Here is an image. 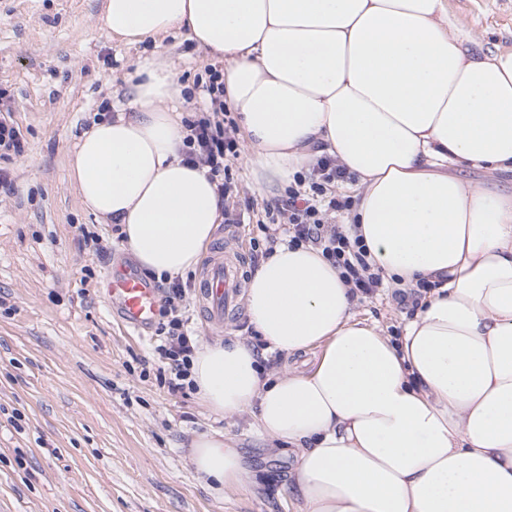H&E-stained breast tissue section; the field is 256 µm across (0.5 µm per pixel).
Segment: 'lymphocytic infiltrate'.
Here are the masks:
<instances>
[{
  "mask_svg": "<svg viewBox=\"0 0 512 512\" xmlns=\"http://www.w3.org/2000/svg\"><path fill=\"white\" fill-rule=\"evenodd\" d=\"M209 96L207 112L186 121L184 156L186 161L206 167L217 182L225 223H238L234 200L238 188L229 175L228 162L237 158V143L224 119V73L212 69L205 85ZM346 170L334 159L321 157L311 171L295 175L284 199L265 204L264 212L271 233L263 239H251L252 260L269 257L277 240L276 229L286 228L291 243L320 248L332 261L353 295L370 298L383 285L380 270L369 261L370 249L362 237H350L335 218L350 209L352 201L336 193V184L344 180ZM164 293L161 314L165 321L158 330L160 342L155 351L161 367L162 384L169 392L182 391L190 374L196 346L184 327L186 289L177 279L162 283Z\"/></svg>",
  "mask_w": 512,
  "mask_h": 512,
  "instance_id": "lymphocytic-infiltrate-1",
  "label": "lymphocytic infiltrate"
}]
</instances>
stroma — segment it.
<instances>
[{
  "mask_svg": "<svg viewBox=\"0 0 512 512\" xmlns=\"http://www.w3.org/2000/svg\"><path fill=\"white\" fill-rule=\"evenodd\" d=\"M103 0H0V109L27 139L23 157L0 159L14 186L0 195V512H300L291 492L294 455L261 436L250 413L208 412L193 389L171 393L157 379V330L124 326L104 293L109 270L141 268L120 225L84 211L66 159L98 118L128 101L127 77L140 58L170 64L186 118L205 111L195 81L219 61L175 28L135 46L101 31ZM483 48H512V0H448ZM231 173L244 222L219 224L216 239L241 253L260 237L252 206L264 193L241 160ZM111 242L96 255L87 237ZM190 333L256 344L246 312L209 326L188 295ZM359 319L390 337L415 308L385 289L356 303ZM217 428L240 449L253 483L213 490L187 460L196 434Z\"/></svg>",
  "mask_w": 512,
  "mask_h": 512,
  "instance_id": "35a3bbf8",
  "label": "stroma"
}]
</instances>
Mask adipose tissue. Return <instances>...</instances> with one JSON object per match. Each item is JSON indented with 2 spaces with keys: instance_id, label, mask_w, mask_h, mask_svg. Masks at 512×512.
Segmentation results:
<instances>
[{
  "instance_id": "adipose-tissue-1",
  "label": "adipose tissue",
  "mask_w": 512,
  "mask_h": 512,
  "mask_svg": "<svg viewBox=\"0 0 512 512\" xmlns=\"http://www.w3.org/2000/svg\"><path fill=\"white\" fill-rule=\"evenodd\" d=\"M101 24L128 46L188 29L224 62L254 184L275 194L332 155L355 189L346 231L387 282L435 284L394 341L357 319L321 249L279 235L244 296L265 349L201 345L202 405L288 445L303 512H512V193L449 172L512 169V48L478 49L448 0H104ZM133 77L129 111L83 132L68 178L174 278L212 242L218 194L184 161L173 72L143 59ZM313 349L309 370L262 378L263 353ZM189 460L223 490L252 480L217 429Z\"/></svg>"
}]
</instances>
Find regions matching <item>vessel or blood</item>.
Instances as JSON below:
<instances>
[{
	"label": "vessel or blood",
	"mask_w": 512,
	"mask_h": 512,
	"mask_svg": "<svg viewBox=\"0 0 512 512\" xmlns=\"http://www.w3.org/2000/svg\"><path fill=\"white\" fill-rule=\"evenodd\" d=\"M243 269V257L221 250L204 266L198 302L212 324L223 325L236 313L244 288ZM104 287L107 298L124 323L137 331L149 328L159 302L156 288L128 271L108 274Z\"/></svg>",
	"instance_id": "b4317fda"
}]
</instances>
